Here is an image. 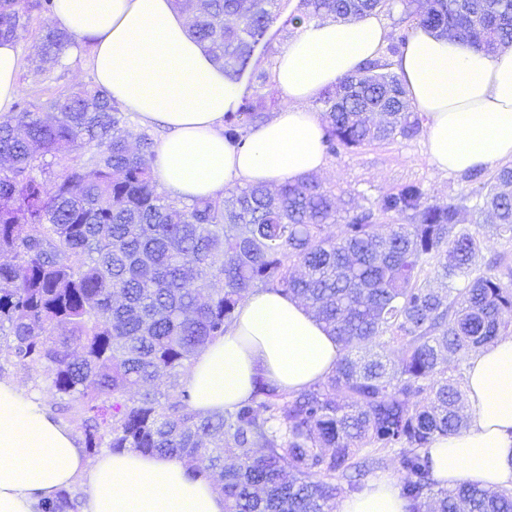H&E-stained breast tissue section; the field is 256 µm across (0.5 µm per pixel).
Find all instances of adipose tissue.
I'll return each mask as SVG.
<instances>
[{"instance_id":"adipose-tissue-1","label":"adipose tissue","mask_w":512,"mask_h":512,"mask_svg":"<svg viewBox=\"0 0 512 512\" xmlns=\"http://www.w3.org/2000/svg\"><path fill=\"white\" fill-rule=\"evenodd\" d=\"M54 22L92 41L96 82L141 121L166 128L157 147L161 187L184 201L239 184L274 187L327 167L310 101L376 60L390 33L377 16L313 20L278 54L273 81L284 105L243 145L224 137V114L242 89L190 36L173 0H56ZM408 100L428 119L427 152L464 173L512 160V47L488 54L417 26L395 61ZM21 59L0 44V114L19 92ZM341 347L300 302L250 292L224 337L194 358L183 381L192 408L214 414L252 398L257 378L298 392L332 372ZM468 427L427 448L442 487L462 481L512 489V335L472 355L465 374ZM85 479L82 512H225L209 474L178 458L135 451L88 459L39 401L0 380V512H37L41 498ZM337 512H407L398 482L380 475L342 495Z\"/></svg>"}]
</instances>
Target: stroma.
<instances>
[{"label":"stroma","mask_w":512,"mask_h":512,"mask_svg":"<svg viewBox=\"0 0 512 512\" xmlns=\"http://www.w3.org/2000/svg\"><path fill=\"white\" fill-rule=\"evenodd\" d=\"M299 5L300 0H274L272 10L276 19L269 30L271 50L263 55L255 54V72L246 73L241 80L250 96L275 92L270 74L276 56L294 33L288 19ZM31 45L32 40L28 37L18 43L21 58L19 97L36 102L93 83L94 76L87 65L88 50L78 51L69 64L51 63L40 67L33 58ZM426 142L427 137L422 134L409 141L397 138L340 151L329 157L321 179L326 186L342 193L350 208L356 211L371 208L382 195L416 182L423 186L430 201L462 203L460 222L474 226L477 213L468 196L477 189V182L469 180L463 173L439 170L429 158Z\"/></svg>","instance_id":"stroma-1"}]
</instances>
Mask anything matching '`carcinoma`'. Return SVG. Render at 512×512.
Instances as JSON below:
<instances>
[{
    "mask_svg": "<svg viewBox=\"0 0 512 512\" xmlns=\"http://www.w3.org/2000/svg\"><path fill=\"white\" fill-rule=\"evenodd\" d=\"M273 0H174L224 77L240 82L267 52ZM391 0H301L288 23L356 19ZM55 0H0V41L26 37ZM419 23L494 53L512 45V0H428ZM89 38L39 29L32 48L58 63ZM323 145L336 155L421 131L400 77L369 62L319 99ZM0 120V371L44 374L56 420H81V444L168 455L204 467L227 512H332L361 488L385 451L396 454L408 512H512V491L462 482L442 488L424 448L460 433L463 373L448 374L505 329L512 290L502 259H479L490 231L512 238V166L483 183L478 211L493 223L457 229L456 205L428 201L417 183L347 216L337 236L336 192L313 177L271 190L235 185L214 198H172L155 170L156 143L97 85ZM269 118L249 95L225 113L242 144ZM78 143L69 160L61 150ZM63 164L61 174L53 167ZM380 216L398 220L378 230ZM302 302L341 345L331 374L288 393L256 381L253 398L221 414L190 405L181 377L224 336L254 289ZM400 356L392 360L388 350ZM73 489L39 512H78Z\"/></svg>",
    "mask_w": 512,
    "mask_h": 512,
    "instance_id": "obj_1",
    "label": "carcinoma"
}]
</instances>
